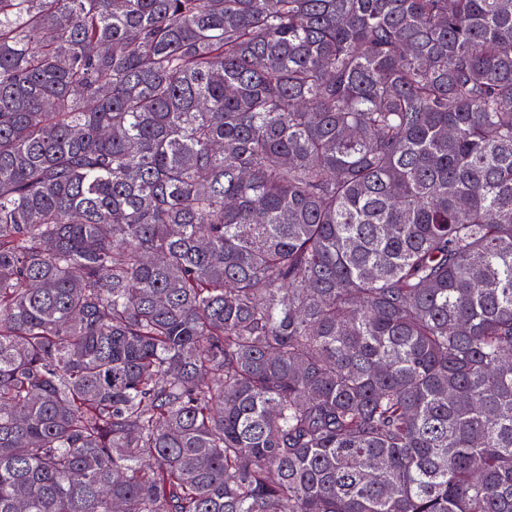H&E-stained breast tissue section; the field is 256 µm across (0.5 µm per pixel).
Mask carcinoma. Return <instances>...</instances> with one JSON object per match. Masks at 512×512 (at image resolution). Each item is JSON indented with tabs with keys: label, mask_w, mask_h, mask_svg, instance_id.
Wrapping results in <instances>:
<instances>
[{
	"label": "carcinoma",
	"mask_w": 512,
	"mask_h": 512,
	"mask_svg": "<svg viewBox=\"0 0 512 512\" xmlns=\"http://www.w3.org/2000/svg\"><path fill=\"white\" fill-rule=\"evenodd\" d=\"M0 512H512V0H0Z\"/></svg>",
	"instance_id": "carcinoma-1"
}]
</instances>
